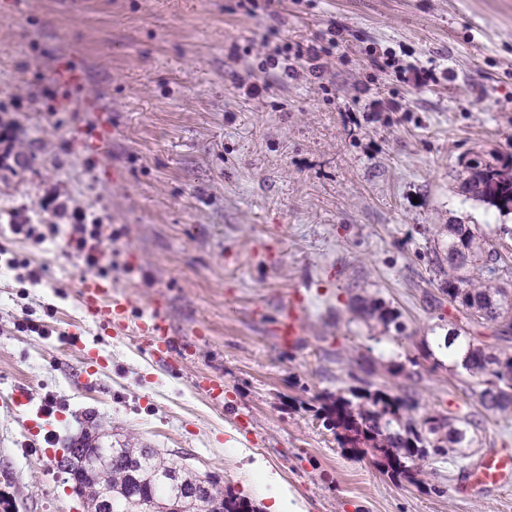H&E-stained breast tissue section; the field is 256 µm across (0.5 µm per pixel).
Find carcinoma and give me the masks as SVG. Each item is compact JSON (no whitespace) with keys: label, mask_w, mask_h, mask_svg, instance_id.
Here are the masks:
<instances>
[{"label":"carcinoma","mask_w":512,"mask_h":512,"mask_svg":"<svg viewBox=\"0 0 512 512\" xmlns=\"http://www.w3.org/2000/svg\"><path fill=\"white\" fill-rule=\"evenodd\" d=\"M464 175L461 183L469 198L495 208L502 214L512 213V160L505 161L494 153L475 154L459 159ZM430 259L434 274L442 277V297L430 303L432 311L443 319L441 310L449 303L465 315L469 324H491L494 336L512 342V256L502 254L504 240H512V226L497 224L485 230L478 224H445L436 230ZM370 316L378 315L385 323L395 324L403 332L398 315L380 301L362 307ZM444 347L448 353L462 350V364L481 386L479 404L494 415L512 414V353L495 352L470 336V330L454 325L448 329ZM349 388L350 396H338L324 426L338 430L339 444L358 448L365 445L382 453L395 476L406 473L416 462L430 457L454 456L470 420L445 416L439 412L423 415L416 421L410 414L419 409L414 396L393 395L382 389ZM62 470L77 475L82 488L86 512H249V505L216 489L207 477L202 483L209 490L192 499L180 495L173 484H160L156 473L193 483V473L184 464L165 457L155 448H114L108 471L112 484V507L102 506L97 483L78 472L76 466L58 464Z\"/></svg>","instance_id":"obj_1"}]
</instances>
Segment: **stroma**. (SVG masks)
Returning <instances> with one entry per match:
<instances>
[{
	"mask_svg": "<svg viewBox=\"0 0 512 512\" xmlns=\"http://www.w3.org/2000/svg\"><path fill=\"white\" fill-rule=\"evenodd\" d=\"M291 42H339L322 83L268 73V90L238 85L257 71L266 28ZM376 44L401 65L447 70L417 89L366 58ZM79 87L58 84L60 64ZM369 88L374 110L358 102ZM113 131L109 157L89 141ZM14 149L0 164V492L12 512H84L55 458L67 444L155 448L187 457L253 512L289 491L300 512H512V489L460 493L463 470L512 453V417L477 401L465 369L435 366L461 313H431L432 232L443 224H511L469 199L458 161L512 155V0H0V130ZM55 194L108 225L102 264L131 321L162 305L190 350L163 369L143 337L107 336L78 299L85 271L65 237L36 244L14 224H54ZM43 269L31 285L29 274ZM303 296L301 334L279 333ZM379 299L404 333L360 313ZM46 335L22 329L25 319ZM80 331L104 366L87 375ZM403 364L394 373V364ZM415 391L421 411L469 415L462 457L424 461L394 480L371 450L341 446L323 416L355 377ZM224 384L213 407L195 381ZM25 386L27 406L8 397ZM50 457L23 422L48 402ZM266 471L275 484L259 488Z\"/></svg>",
	"mask_w": 512,
	"mask_h": 512,
	"instance_id": "obj_1",
	"label": "stroma"
}]
</instances>
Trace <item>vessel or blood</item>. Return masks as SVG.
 Returning <instances> with one entry per match:
<instances>
[{
	"mask_svg": "<svg viewBox=\"0 0 512 512\" xmlns=\"http://www.w3.org/2000/svg\"><path fill=\"white\" fill-rule=\"evenodd\" d=\"M79 303L88 322L108 326L113 335L122 336L129 329H136L139 335L145 336L149 354L159 365H170L175 354L187 349L186 344L174 336L168 318L161 310H154L137 325H130L124 318L130 302L114 292L111 280L98 275H81ZM486 485L512 486V455L493 453L485 456L477 466L467 469L461 483L465 490Z\"/></svg>",
	"mask_w": 512,
	"mask_h": 512,
	"instance_id": "vessel-or-blood-1",
	"label": "vessel or blood"
}]
</instances>
